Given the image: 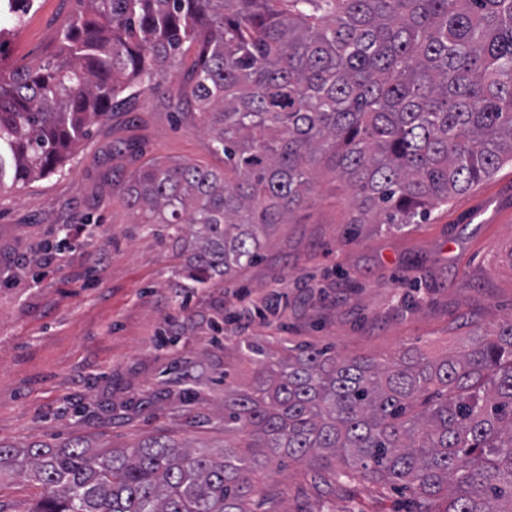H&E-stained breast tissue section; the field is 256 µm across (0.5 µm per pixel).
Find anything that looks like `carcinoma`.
Here are the masks:
<instances>
[{
    "mask_svg": "<svg viewBox=\"0 0 512 512\" xmlns=\"http://www.w3.org/2000/svg\"><path fill=\"white\" fill-rule=\"evenodd\" d=\"M78 2L44 59L0 64V185L62 171L121 96L161 89L194 44L190 95L224 171L152 159L126 204L173 230L200 283L254 263L327 174L347 223L403 230L512 162V0ZM247 349L252 386L224 392L220 419L240 446L0 445V475L39 483L33 512H267L251 474L288 458L326 485L403 488L409 512H512V319L441 360Z\"/></svg>",
    "mask_w": 512,
    "mask_h": 512,
    "instance_id": "cac0c4a2",
    "label": "carcinoma"
}]
</instances>
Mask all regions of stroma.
<instances>
[{"label":"stroma","instance_id":"stroma-1","mask_svg":"<svg viewBox=\"0 0 512 512\" xmlns=\"http://www.w3.org/2000/svg\"><path fill=\"white\" fill-rule=\"evenodd\" d=\"M77 0H34L0 14V60H40ZM186 53L161 91H143L73 146L62 172L0 186V445L83 438L90 451L164 434L195 447L236 444L217 422L228 388L249 389L246 346L288 342L382 361L412 348L462 352L474 331L512 318V163L401 230L349 224L347 196L322 177L277 227L258 263L211 285L189 279L165 225L136 223L129 179L151 159L220 169L203 116L184 95ZM64 247L53 264L47 247ZM280 282L283 296L266 294ZM256 313L233 317L240 300ZM253 481L274 512H397L400 494L365 482L314 485L306 465L275 463ZM39 488L0 477V512H30Z\"/></svg>","mask_w":512,"mask_h":512}]
</instances>
